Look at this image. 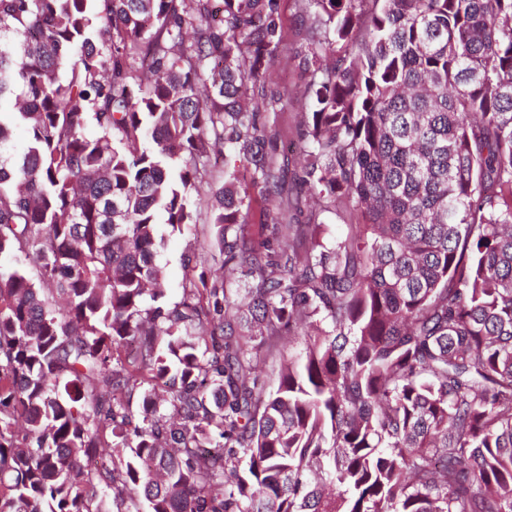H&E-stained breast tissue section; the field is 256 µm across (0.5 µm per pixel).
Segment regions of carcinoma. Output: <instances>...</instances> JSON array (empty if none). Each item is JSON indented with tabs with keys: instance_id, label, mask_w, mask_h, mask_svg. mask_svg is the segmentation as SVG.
<instances>
[{
	"instance_id": "carcinoma-1",
	"label": "carcinoma",
	"mask_w": 512,
	"mask_h": 512,
	"mask_svg": "<svg viewBox=\"0 0 512 512\" xmlns=\"http://www.w3.org/2000/svg\"><path fill=\"white\" fill-rule=\"evenodd\" d=\"M301 9L332 243L247 222L276 0H0V512H512V0ZM203 210L221 266L161 305Z\"/></svg>"
}]
</instances>
